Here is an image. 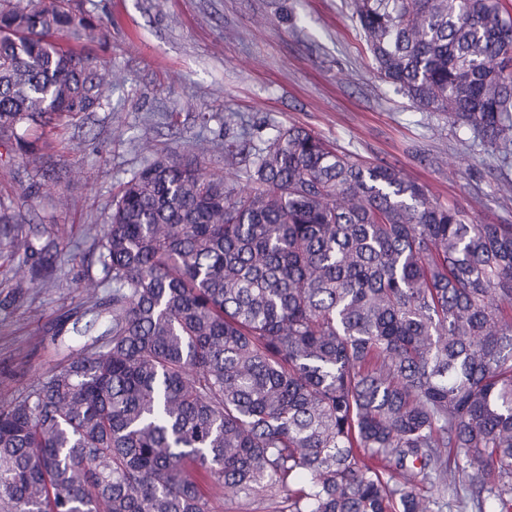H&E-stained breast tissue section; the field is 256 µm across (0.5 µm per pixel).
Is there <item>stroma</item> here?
I'll return each instance as SVG.
<instances>
[{"label": "stroma", "instance_id": "1", "mask_svg": "<svg viewBox=\"0 0 512 512\" xmlns=\"http://www.w3.org/2000/svg\"><path fill=\"white\" fill-rule=\"evenodd\" d=\"M94 4L108 39L88 48L119 81L102 109L61 131L52 158L0 160V216L53 258L50 275L16 297L20 259L0 235V404L28 394L103 331L87 287L102 277L99 239L120 184L154 154L186 153L203 137L237 140L225 113L250 125L252 143L301 126L364 161L396 166L478 223L512 224V194L500 190L512 162L382 82L346 0ZM58 190L67 208L55 207ZM79 310L90 331L55 336Z\"/></svg>", "mask_w": 512, "mask_h": 512}]
</instances>
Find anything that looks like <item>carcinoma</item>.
<instances>
[{
  "label": "carcinoma",
  "mask_w": 512,
  "mask_h": 512,
  "mask_svg": "<svg viewBox=\"0 0 512 512\" xmlns=\"http://www.w3.org/2000/svg\"><path fill=\"white\" fill-rule=\"evenodd\" d=\"M380 78L512 160L504 0H349ZM71 0H0V146L39 159L112 67ZM24 124L34 139L18 133ZM191 156L122 183L100 238L107 327L0 406V512H432L417 485L512 512V224H478L303 127L249 188ZM18 295L48 269L13 237ZM492 508L486 509V499ZM206 496L209 500V506L212 512H275L277 504H271L270 501L251 500V501H224V493L214 494L207 488Z\"/></svg>",
  "instance_id": "obj_1"
}]
</instances>
